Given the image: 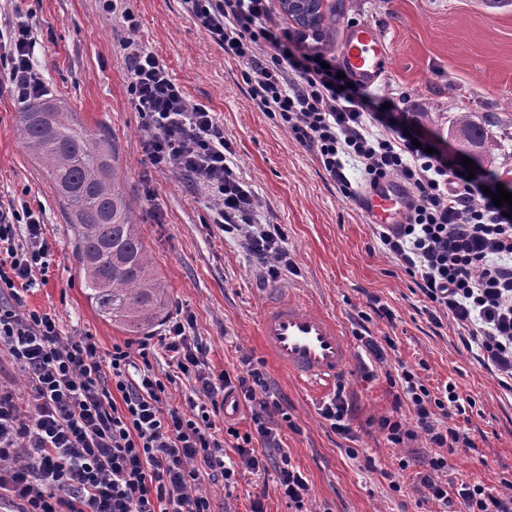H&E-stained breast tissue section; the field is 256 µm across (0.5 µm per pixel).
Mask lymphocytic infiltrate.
Segmentation results:
<instances>
[{"instance_id":"1","label":"lymphocytic infiltrate","mask_w":512,"mask_h":512,"mask_svg":"<svg viewBox=\"0 0 512 512\" xmlns=\"http://www.w3.org/2000/svg\"><path fill=\"white\" fill-rule=\"evenodd\" d=\"M195 25L242 63L251 100L317 158L342 200L397 180L409 197L405 221L380 227L378 238L427 300L434 328L452 319L465 349L499 385L512 390V215L493 203L500 184L490 169L468 172L462 157L439 146L413 111L407 94L383 102L349 84L333 52L312 43L308 30L274 19L273 0H183ZM104 7L122 27L127 93L144 120L142 151L151 165L185 175L212 197L217 232L239 240L270 279L291 272L280 225L257 221V198L235 170L233 149L204 106L191 101L164 62L135 40L136 19ZM33 27L17 21L0 38V60L20 100L46 94L35 67ZM364 171L355 184L346 158ZM53 252L42 209L0 200V352L26 373L29 390L0 387V498L18 512H212L199 493L201 477L233 487L239 468L260 470L259 449L280 451V494L294 512H310L308 480L282 454L288 409L250 358L239 372L214 371L208 350L191 336V316L176 312L164 335L113 344L101 358L94 337L64 335L56 313L29 310L24 295L47 276ZM165 358L169 369L155 363ZM186 380L195 393L189 410L171 406L168 386ZM401 398L412 427L383 419L391 444L427 436L422 483L443 512H512V493L478 484L449 492L440 475L469 437L445 425L465 414L453 387L431 395L416 372L402 369ZM250 410L242 432L219 425L227 396ZM238 458H224L226 438Z\"/></svg>"}]
</instances>
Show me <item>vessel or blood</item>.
<instances>
[{
    "label": "vessel or blood",
    "instance_id": "1",
    "mask_svg": "<svg viewBox=\"0 0 512 512\" xmlns=\"http://www.w3.org/2000/svg\"><path fill=\"white\" fill-rule=\"evenodd\" d=\"M337 57L346 74L367 87L381 82L390 67L382 33L371 22L346 30ZM362 205L371 223L396 224L405 208L406 195L400 184L386 181L367 190ZM259 335L275 362L316 393H324L350 369L351 350L339 322L293 294L279 296L263 306Z\"/></svg>",
    "mask_w": 512,
    "mask_h": 512
}]
</instances>
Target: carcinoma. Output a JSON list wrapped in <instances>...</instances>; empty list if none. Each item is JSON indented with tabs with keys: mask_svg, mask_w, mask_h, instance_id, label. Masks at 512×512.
<instances>
[{
	"mask_svg": "<svg viewBox=\"0 0 512 512\" xmlns=\"http://www.w3.org/2000/svg\"><path fill=\"white\" fill-rule=\"evenodd\" d=\"M18 132L64 211L86 299L99 317L135 336L169 316L167 285L119 186L118 154L108 134L51 101L23 108ZM448 135L477 163L499 150L468 112L452 119Z\"/></svg>",
	"mask_w": 512,
	"mask_h": 512,
	"instance_id": "cac0c4a2",
	"label": "carcinoma"
}]
</instances>
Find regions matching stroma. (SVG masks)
Segmentation results:
<instances>
[{"instance_id":"1","label":"stroma","mask_w":512,"mask_h":512,"mask_svg":"<svg viewBox=\"0 0 512 512\" xmlns=\"http://www.w3.org/2000/svg\"><path fill=\"white\" fill-rule=\"evenodd\" d=\"M138 20L137 41L169 68L194 103L212 112L235 151L234 160L258 200L257 219L281 225L294 274L264 282L261 267L236 240L213 235L206 194L167 169L152 167L141 149L143 120L126 88L120 33L101 0H0V30L28 21L37 39L38 72L49 98L103 128L119 152L121 180L133 217L173 307L192 314L193 333L215 369L239 368L249 356L263 365L288 406L293 428L282 431L283 449L311 487V512H439L421 482L433 450L424 437L401 445L387 441L382 418L410 420L395 408L389 376L398 365L413 368L429 390L453 384L472 401L453 422L473 439L457 448L442 481L478 483L495 492L512 482V392L502 389L458 339L459 328L433 329L420 293L395 259L380 246L359 204L342 201L316 157L249 98L238 61L195 26L181 0H125ZM336 14L337 47L349 19L371 21L384 33L390 69L374 92H407L425 125L438 133L459 112L484 121L495 113L491 133L501 144L493 164L512 184V5L485 0H325ZM0 62V199L41 204L55 262L47 284L25 297L28 308L56 313L66 335L94 336L101 357L127 340L124 331L99 319L85 297L72 255L71 232L43 171L24 151L17 131L21 104ZM297 292L314 308L335 316L351 346L343 383L353 406L352 431L334 433L321 416L328 395L309 393L279 368L259 339L262 304L273 293ZM377 297L390 317L373 318L375 338H391L384 362L360 365L365 350L355 318ZM403 471L400 489L387 475ZM214 512H292L278 491L274 465L241 470L234 489L208 479L198 483Z\"/></svg>"}]
</instances>
